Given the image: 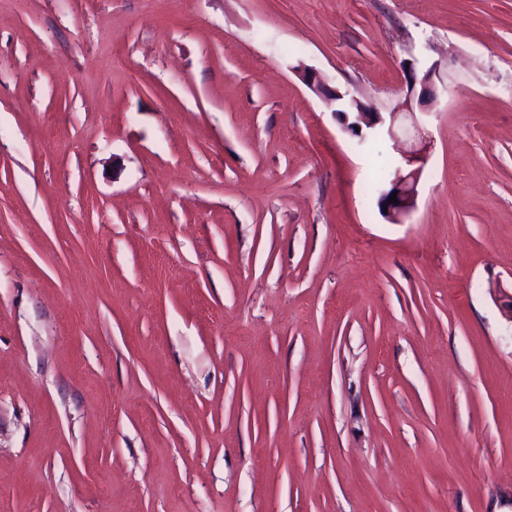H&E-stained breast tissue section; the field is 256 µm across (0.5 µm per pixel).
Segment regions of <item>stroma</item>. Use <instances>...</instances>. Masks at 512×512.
Segmentation results:
<instances>
[{
  "label": "stroma",
  "mask_w": 512,
  "mask_h": 512,
  "mask_svg": "<svg viewBox=\"0 0 512 512\" xmlns=\"http://www.w3.org/2000/svg\"><path fill=\"white\" fill-rule=\"evenodd\" d=\"M511 294L512 0H0V512H512ZM433 74L434 71L429 70L418 79L416 74L410 70L409 78L412 83L402 104L394 111L388 112V123L387 119L382 115V112H379L374 106L364 104L355 98H351L350 102L352 104L359 103L358 112H337L336 110L335 112L341 113L345 128L350 131L352 135L358 137L360 143L367 138L370 132L380 128L385 129L388 137L395 143H401L402 136H404L405 139L403 142L407 145L408 140L406 138V132L403 126L400 125V120L407 116L414 118V114H416L413 106L414 102L422 109L435 98ZM417 83L420 86L418 93L415 89ZM348 113L354 114L352 121H349L350 117ZM425 143L426 140L419 132L418 138L414 139V143H411L409 148L399 150L404 160V166L396 169L394 177L390 181V187L381 191L380 204L383 209L387 207V211L384 213L394 224L402 223L415 207L421 169L414 167V164L422 160L423 152L426 150ZM393 192H397L396 198L399 204L389 202Z\"/></svg>",
  "instance_id": "1"
}]
</instances>
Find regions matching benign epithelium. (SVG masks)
<instances>
[{"label":"benign epithelium","mask_w":512,"mask_h":512,"mask_svg":"<svg viewBox=\"0 0 512 512\" xmlns=\"http://www.w3.org/2000/svg\"><path fill=\"white\" fill-rule=\"evenodd\" d=\"M434 71L429 70L418 77L414 72H409L411 85L407 95L394 111L389 113V117H384L374 106L360 103L357 99H351V103L359 104V111L350 116L348 113H342V120L345 128L352 135L358 137L359 141H364L368 134L378 128L385 130L388 137L396 142H402V136L406 135L400 120L415 114L414 106L424 108L434 98ZM304 81L318 95L327 101H333L341 104L345 101V95L337 90H330L312 71H303ZM426 140L418 137L417 141L410 144L409 147L401 150V156L404 160V166L396 169L393 179L390 181V187L381 191L380 204L387 208L385 215L394 224H400L403 219L415 207L417 196V185L421 176V169L415 166V163L422 160L423 152L426 150ZM396 195L398 203L390 201L391 195Z\"/></svg>","instance_id":"1"}]
</instances>
